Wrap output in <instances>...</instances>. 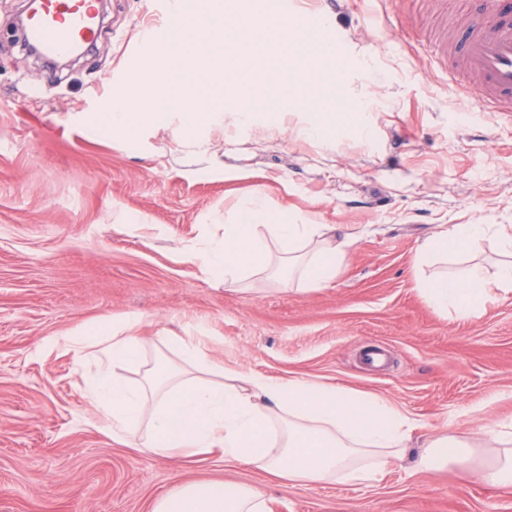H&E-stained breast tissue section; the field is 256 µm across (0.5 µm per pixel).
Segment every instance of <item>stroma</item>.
Instances as JSON below:
<instances>
[{"label":"stroma","instance_id":"stroma-1","mask_svg":"<svg viewBox=\"0 0 512 512\" xmlns=\"http://www.w3.org/2000/svg\"><path fill=\"white\" fill-rule=\"evenodd\" d=\"M24 6L0 0V512H152L176 484L222 479L266 490L268 512H512V490L468 469L403 461L368 483L305 486L214 454L139 452L94 424L90 352L42 347L104 316L136 318L149 342L201 328L226 367L378 394L420 436L454 433L478 448L483 429L511 424L512 293L491 292L461 319L420 288L471 260L495 274L496 238L468 259L415 261L438 225H512V112L477 110L434 41L470 0H340L333 11L294 0L299 17L326 14L343 98L363 101L372 133L327 147L297 135L305 112L284 129L228 122L211 134L223 178L198 175L168 130L136 149L79 121L133 65L141 29L161 25L160 0H107L93 53L53 73L14 40ZM256 191L272 211L351 235L333 282L234 292L186 260L183 246L223 237L236 202ZM126 212L147 228L120 229ZM371 344L381 367L361 359Z\"/></svg>","mask_w":512,"mask_h":512}]
</instances>
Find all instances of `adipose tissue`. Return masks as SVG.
<instances>
[{"instance_id": "adipose-tissue-1", "label": "adipose tissue", "mask_w": 512, "mask_h": 512, "mask_svg": "<svg viewBox=\"0 0 512 512\" xmlns=\"http://www.w3.org/2000/svg\"><path fill=\"white\" fill-rule=\"evenodd\" d=\"M492 232L512 256V233L494 231L489 224L441 227L425 256L470 252ZM186 256L208 278L228 287L264 276L286 279L291 289L302 291L329 284L346 250L331 225L273 215L257 193L237 204L235 221L225 225L223 238L187 247ZM486 283L482 267L475 264L462 275L434 278L422 289L432 305L465 319L485 299ZM134 328L130 318L104 319L77 335L56 337L52 344L92 348L101 363L112 364L115 375L100 376L86 393L112 436L140 452L160 458L214 452L307 485L375 480L409 447L413 423L384 399L326 383L226 368L211 359L212 339L200 330L159 337L179 364L130 384L121 370L141 368L145 355V343ZM483 437L493 453L480 459L457 435L429 437L415 465L425 471L473 466L486 485L511 488L512 425L486 428ZM153 512H266V500L256 488L235 482H188L159 498Z\"/></svg>"}]
</instances>
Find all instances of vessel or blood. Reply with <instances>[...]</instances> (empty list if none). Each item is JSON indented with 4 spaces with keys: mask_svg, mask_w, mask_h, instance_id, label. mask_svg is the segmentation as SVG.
<instances>
[{
    "mask_svg": "<svg viewBox=\"0 0 512 512\" xmlns=\"http://www.w3.org/2000/svg\"><path fill=\"white\" fill-rule=\"evenodd\" d=\"M97 0H38L28 16V45L47 51V65L75 46L92 47L99 35ZM476 79L479 105L512 112V0H499V18L490 22L472 10L455 36V56Z\"/></svg>",
    "mask_w": 512,
    "mask_h": 512,
    "instance_id": "obj_1",
    "label": "vessel or blood"
}]
</instances>
